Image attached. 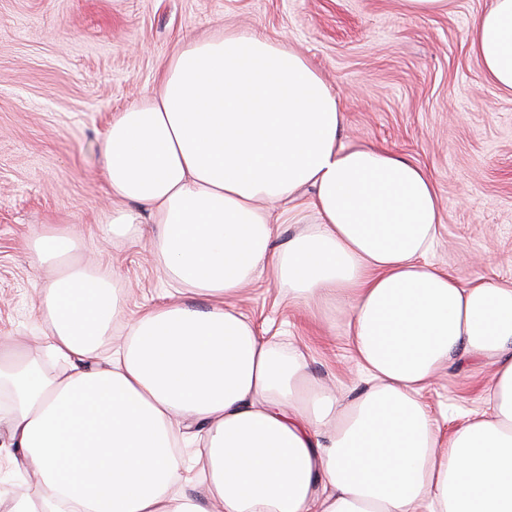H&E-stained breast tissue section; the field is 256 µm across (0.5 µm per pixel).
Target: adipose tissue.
Instances as JSON below:
<instances>
[{
	"label": "adipose tissue",
	"mask_w": 512,
	"mask_h": 512,
	"mask_svg": "<svg viewBox=\"0 0 512 512\" xmlns=\"http://www.w3.org/2000/svg\"><path fill=\"white\" fill-rule=\"evenodd\" d=\"M485 77L512 92V0L471 27ZM340 99L282 42L185 39L157 88L103 142L121 205L105 237L151 242L167 285L208 298L156 306L99 352L119 303L108 272L69 264V226L29 243L53 275L38 360L0 347V430L36 470L13 512H512V279L460 282L430 262L441 229L420 165L345 145ZM312 227L272 247L275 221ZM290 300L340 307L367 389L338 406L301 353L259 337L225 297L264 268ZM489 366L482 408L443 438L421 399L445 365ZM201 446L198 478L176 448Z\"/></svg>",
	"instance_id": "adipose-tissue-1"
}]
</instances>
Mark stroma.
<instances>
[{"mask_svg":"<svg viewBox=\"0 0 512 512\" xmlns=\"http://www.w3.org/2000/svg\"><path fill=\"white\" fill-rule=\"evenodd\" d=\"M493 0H449L409 16L402 0H0V342L43 347V279L26 242L67 224L79 258L111 273L123 312L102 350L154 304L174 302L148 235L106 240L113 199L101 143L113 117L151 94L185 36L246 31L288 44L334 89L344 143H371L428 171L442 213L430 257L461 281L512 276V93L489 83L472 52L473 20ZM259 336L301 352L316 385L358 394L366 383L343 336L293 303L271 272L229 297ZM489 368L442 369L424 391L441 435L481 408ZM0 447V512L36 489Z\"/></svg>","mask_w":512,"mask_h":512,"instance_id":"35a3bbf8","label":"stroma"}]
</instances>
